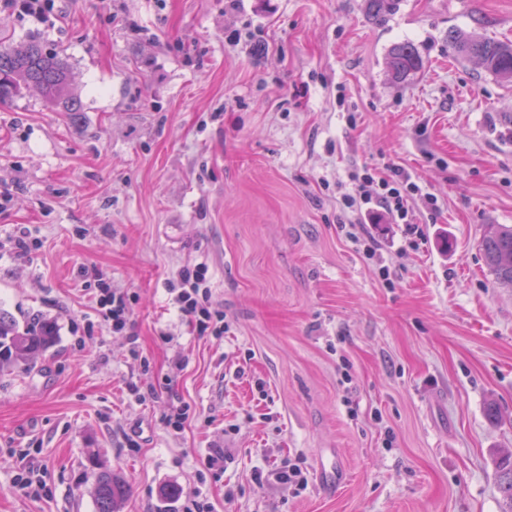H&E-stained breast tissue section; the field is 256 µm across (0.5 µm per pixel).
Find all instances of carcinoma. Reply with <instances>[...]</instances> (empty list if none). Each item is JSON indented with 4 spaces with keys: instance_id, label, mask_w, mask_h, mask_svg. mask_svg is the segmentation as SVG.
<instances>
[{
    "instance_id": "1",
    "label": "carcinoma",
    "mask_w": 512,
    "mask_h": 512,
    "mask_svg": "<svg viewBox=\"0 0 512 512\" xmlns=\"http://www.w3.org/2000/svg\"><path fill=\"white\" fill-rule=\"evenodd\" d=\"M448 44L457 56L477 61L500 80L512 81V43L451 30ZM389 67L397 81L405 82L422 69L423 62L415 47L404 42L391 49ZM31 86L38 88L49 102L63 106V111L77 110L78 100L72 96L67 65L62 58L45 51L34 40L1 48L0 102L19 96ZM481 250L494 280L512 286V226L485 225ZM53 339L51 322L38 316L20 322L0 310V373L29 364ZM496 466L500 473L501 512H512V452L499 456ZM128 493L129 486L121 476L110 470L98 472L93 488L97 512H116L117 504Z\"/></svg>"
}]
</instances>
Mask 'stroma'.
<instances>
[{"label":"stroma","mask_w":512,"mask_h":512,"mask_svg":"<svg viewBox=\"0 0 512 512\" xmlns=\"http://www.w3.org/2000/svg\"><path fill=\"white\" fill-rule=\"evenodd\" d=\"M51 19L0 9V47L60 54L81 103H0V309L55 324L0 374V512H96L101 467L128 482L117 512H177L168 484L209 512H500L512 288L480 240L512 225V83L448 33L512 42V0H399L378 19L366 0H55ZM403 42L423 68L400 84ZM365 166L425 191L411 225H366L373 258L336 189ZM198 263L228 335L174 307ZM86 265L126 294V330L99 323ZM328 448L347 481L327 493ZM23 455L47 496L16 490ZM289 459L306 488L257 482ZM389 67L397 81L406 82L422 69L423 62L415 47L404 42L391 49Z\"/></svg>","instance_id":"1"}]
</instances>
